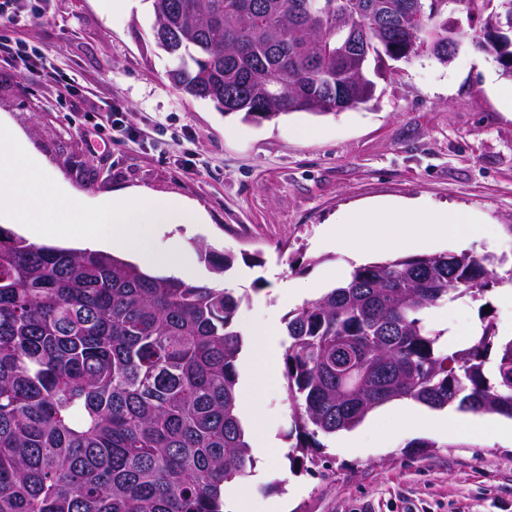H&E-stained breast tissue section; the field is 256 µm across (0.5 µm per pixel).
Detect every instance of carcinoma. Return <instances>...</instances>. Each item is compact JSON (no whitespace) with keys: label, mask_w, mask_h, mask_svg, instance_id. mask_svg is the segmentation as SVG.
I'll use <instances>...</instances> for the list:
<instances>
[{"label":"carcinoma","mask_w":512,"mask_h":512,"mask_svg":"<svg viewBox=\"0 0 512 512\" xmlns=\"http://www.w3.org/2000/svg\"><path fill=\"white\" fill-rule=\"evenodd\" d=\"M357 11V66L336 4ZM153 39L182 93L243 119L328 114L370 99L369 60L462 44L512 79V0H152ZM216 275L234 257L208 245ZM494 257L373 262L288 313L284 378L299 455L411 399L512 418V338L484 320L448 352L426 313L491 286ZM246 295L151 273L112 252L38 245L0 226V512H223L254 468L237 361ZM497 360L487 367V353Z\"/></svg>","instance_id":"obj_1"}]
</instances>
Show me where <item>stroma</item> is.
<instances>
[{
  "label": "stroma",
  "mask_w": 512,
  "mask_h": 512,
  "mask_svg": "<svg viewBox=\"0 0 512 512\" xmlns=\"http://www.w3.org/2000/svg\"><path fill=\"white\" fill-rule=\"evenodd\" d=\"M37 5L39 18L0 25V35L75 77L85 105L73 111L53 83L22 80L4 62L0 124L27 142L76 201L92 205L132 187L198 201L209 221L184 235V249L196 253L204 242L235 255L230 273L216 278L202 264L199 279L239 291L259 284L244 305L256 324L298 306L274 292L272 277L319 281L326 270L355 267L350 255L327 245L325 232L372 201L415 198L427 210L465 211L481 233L471 253L512 265V107L497 94L506 83L499 65L470 43L445 64L424 53L380 63L372 99L357 107L255 122L173 86L169 60L153 40L151 0H132L114 15L99 0ZM113 101L125 106L126 125L145 135L113 132L91 155L77 129L86 113ZM439 312L463 329L484 316L498 334L512 330V308L494 290ZM276 340L271 378L253 388L259 424L276 446L256 455L253 473L237 483L250 512H268L275 499L286 501V512H512V441L427 433L388 445L380 407L356 427V452L341 450L343 432L322 437L328 476L292 472L287 453L297 437L283 377L287 338Z\"/></svg>",
  "instance_id": "stroma-1"
}]
</instances>
